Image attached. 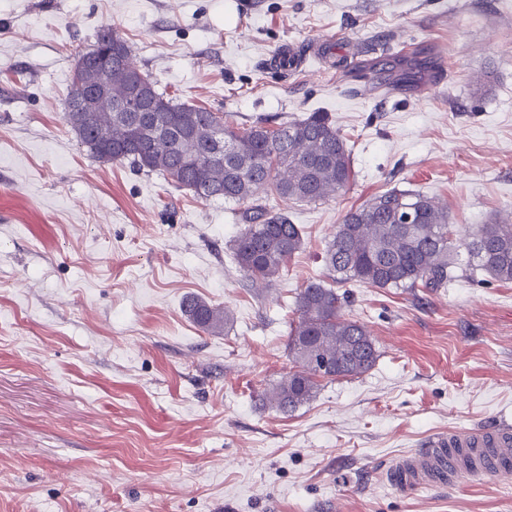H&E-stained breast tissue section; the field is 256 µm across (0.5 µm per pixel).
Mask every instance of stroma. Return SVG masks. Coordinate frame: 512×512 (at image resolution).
<instances>
[{
    "label": "stroma",
    "instance_id": "35a3bbf8",
    "mask_svg": "<svg viewBox=\"0 0 512 512\" xmlns=\"http://www.w3.org/2000/svg\"><path fill=\"white\" fill-rule=\"evenodd\" d=\"M104 26L175 102L238 127L324 112L347 138V190L266 201L303 237L274 285L233 259L243 205L78 144L74 58ZM406 44L433 75L373 88L361 64ZM392 188L462 233L512 223V0H0V512H512V471L387 479L434 433L512 422V283L348 285L375 365L292 412L261 401L337 224ZM189 296L229 311L223 333ZM183 309L188 319L202 331L221 333L229 324L228 314L222 307H217L197 298H187Z\"/></svg>",
    "mask_w": 512,
    "mask_h": 512
}]
</instances>
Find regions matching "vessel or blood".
<instances>
[{"instance_id":"1","label":"vessel or blood","mask_w":512,"mask_h":512,"mask_svg":"<svg viewBox=\"0 0 512 512\" xmlns=\"http://www.w3.org/2000/svg\"><path fill=\"white\" fill-rule=\"evenodd\" d=\"M512 463V424L500 423L466 434L455 431L432 435L425 447L398 460L390 479L398 487H445L460 477L494 474Z\"/></svg>"}]
</instances>
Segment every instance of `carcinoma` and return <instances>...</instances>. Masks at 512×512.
<instances>
[{
	"instance_id": "obj_1",
	"label": "carcinoma",
	"mask_w": 512,
	"mask_h": 512,
	"mask_svg": "<svg viewBox=\"0 0 512 512\" xmlns=\"http://www.w3.org/2000/svg\"><path fill=\"white\" fill-rule=\"evenodd\" d=\"M130 51L126 40L104 26L93 48L77 53L65 119L79 143L100 163H128L138 171L158 173L173 186L202 200L252 202L237 236L233 258L245 278L272 285L301 250L302 233L282 215L259 204L258 194L271 191L297 202L316 203L345 190L353 171L351 148L325 112H313L276 126L238 128L224 113L176 103L158 91L150 75L113 60ZM98 69L112 72V88L126 99L136 96L140 121L157 124V139L135 128L127 112H71L83 90L81 78ZM413 223H403L405 213ZM469 256L460 269V250ZM327 274L339 284L373 288L418 286L434 291L459 275L484 273L512 282V224H479L455 238L448 211L426 195L387 190L355 210L336 226L324 252ZM348 295L323 282H310L297 294L299 320L288 336V356L296 369L263 394V403L292 412L310 401L319 380L354 377L369 371L378 350L366 327L347 319L342 308ZM188 319L202 331L221 333L229 324L225 309L197 298L183 303Z\"/></svg>"
}]
</instances>
